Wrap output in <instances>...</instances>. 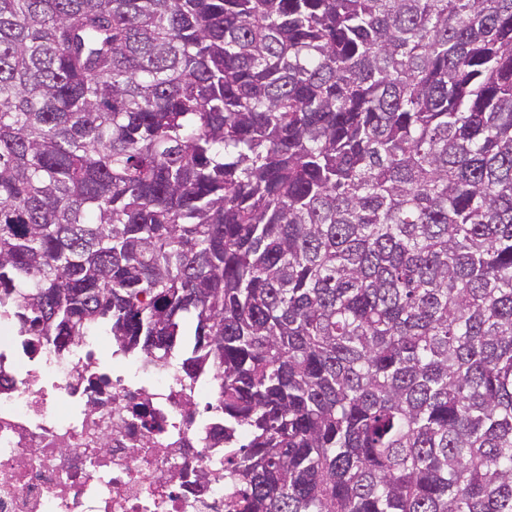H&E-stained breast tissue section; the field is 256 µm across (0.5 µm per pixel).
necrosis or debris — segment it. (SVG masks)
Masks as SVG:
<instances>
[{
    "mask_svg": "<svg viewBox=\"0 0 512 512\" xmlns=\"http://www.w3.org/2000/svg\"><path fill=\"white\" fill-rule=\"evenodd\" d=\"M114 345L54 350L0 319V512H232L224 419L197 412L209 380Z\"/></svg>",
    "mask_w": 512,
    "mask_h": 512,
    "instance_id": "1",
    "label": "necrosis or debris"
}]
</instances>
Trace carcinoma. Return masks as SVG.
Masks as SVG:
<instances>
[{"label":"carcinoma","instance_id":"cac0c4a2","mask_svg":"<svg viewBox=\"0 0 512 512\" xmlns=\"http://www.w3.org/2000/svg\"><path fill=\"white\" fill-rule=\"evenodd\" d=\"M209 372L236 512H512V0H0V317Z\"/></svg>","mask_w":512,"mask_h":512}]
</instances>
